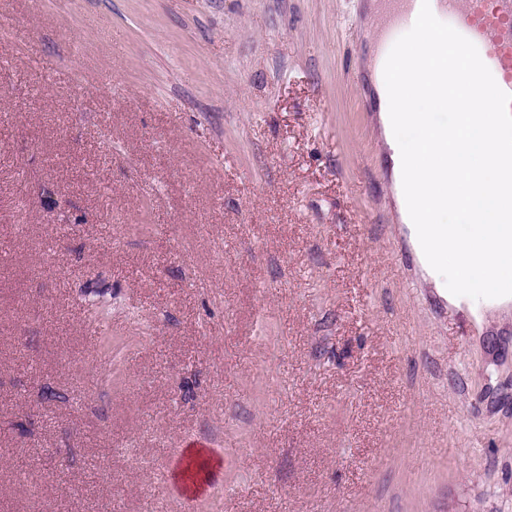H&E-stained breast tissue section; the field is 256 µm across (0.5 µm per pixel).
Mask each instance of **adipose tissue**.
I'll list each match as a JSON object with an SVG mask.
<instances>
[{"mask_svg":"<svg viewBox=\"0 0 512 512\" xmlns=\"http://www.w3.org/2000/svg\"><path fill=\"white\" fill-rule=\"evenodd\" d=\"M397 39L400 69L377 92L393 175L414 201L401 217L435 288L481 321L512 308V223L500 220L512 211V152L488 137V93L455 82L433 89L450 55L441 33L416 28ZM436 110L454 122L434 124Z\"/></svg>","mask_w":512,"mask_h":512,"instance_id":"obj_1","label":"adipose tissue"}]
</instances>
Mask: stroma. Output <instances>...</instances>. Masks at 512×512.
Returning <instances> with one entry per match:
<instances>
[{"label": "stroma", "mask_w": 512, "mask_h": 512, "mask_svg": "<svg viewBox=\"0 0 512 512\" xmlns=\"http://www.w3.org/2000/svg\"><path fill=\"white\" fill-rule=\"evenodd\" d=\"M360 2L0 0V512H512V310L419 265ZM187 456L190 458L186 462V465L184 466V476L187 482H193L195 478V472L197 470V461L192 458H207L209 462L208 468L204 471L201 478L198 480L195 487L187 490L186 492L192 493V494H198L204 491L208 485L211 484V482L215 479L219 472V461H212V457L207 456V451L204 448H188L187 449Z\"/></svg>", "instance_id": "35a3bbf8"}]
</instances>
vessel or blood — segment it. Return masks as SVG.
<instances>
[{
  "mask_svg": "<svg viewBox=\"0 0 512 512\" xmlns=\"http://www.w3.org/2000/svg\"><path fill=\"white\" fill-rule=\"evenodd\" d=\"M406 28L441 31L449 48L464 47V67L448 66L440 83L488 91L498 121L490 137L512 128V0H374Z\"/></svg>",
  "mask_w": 512,
  "mask_h": 512,
  "instance_id": "obj_1",
  "label": "vessel or blood"
}]
</instances>
